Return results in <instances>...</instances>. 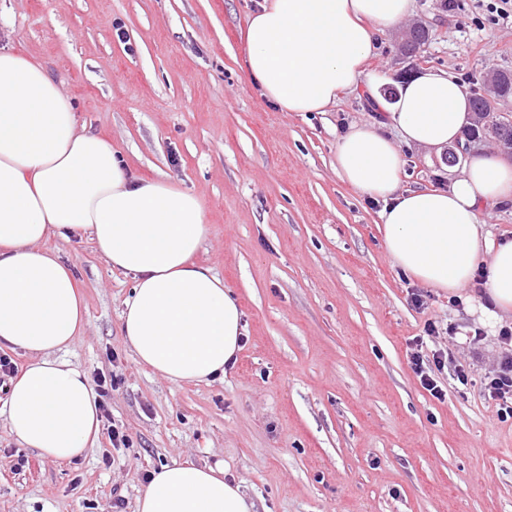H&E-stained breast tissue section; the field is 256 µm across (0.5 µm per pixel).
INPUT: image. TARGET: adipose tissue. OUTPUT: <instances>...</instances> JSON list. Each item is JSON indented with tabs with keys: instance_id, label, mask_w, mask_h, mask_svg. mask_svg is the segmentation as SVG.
Here are the masks:
<instances>
[{
	"instance_id": "ef3b65f1",
	"label": "adipose tissue",
	"mask_w": 512,
	"mask_h": 512,
	"mask_svg": "<svg viewBox=\"0 0 512 512\" xmlns=\"http://www.w3.org/2000/svg\"><path fill=\"white\" fill-rule=\"evenodd\" d=\"M415 0H262L247 20L245 67L284 112H323L344 91L386 83L366 62ZM384 122L336 138L337 178L381 202L384 249L425 286L457 295L484 273V311L512 317V239L489 240L488 204L512 207V162L471 156L445 189L402 187L401 145L440 152L469 123L457 77L407 80ZM207 228L201 199L164 178L134 180L100 136L79 129L71 98L37 59L0 51V346L28 353L12 378L5 420L45 459L83 457L100 433L88 376L63 356L86 327L72 267L50 238L90 236L133 286L121 333L136 359L173 384L223 376L240 351L243 313L222 278L193 261ZM222 465L160 467L135 512H254Z\"/></svg>"
}]
</instances>
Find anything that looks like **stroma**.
Masks as SVG:
<instances>
[{
  "label": "stroma",
  "instance_id": "obj_1",
  "mask_svg": "<svg viewBox=\"0 0 512 512\" xmlns=\"http://www.w3.org/2000/svg\"><path fill=\"white\" fill-rule=\"evenodd\" d=\"M260 0H0V50L38 59L72 97L78 126L106 139L132 176L167 177L198 195L207 235L196 256L244 313L246 340L223 378L174 385L125 346L132 279L87 237L54 240L86 302L84 335L66 353L90 380L121 375L107 435L81 459L25 447L0 413V512H135L151 473L173 462L223 465L256 512H512V419L481 382L511 348L474 289L453 306L383 249L381 206L330 163L350 124L386 115L365 89L324 112H282L245 71L246 20ZM493 0H416L429 30L425 65L464 88L512 73V21ZM392 31L367 66L414 75ZM406 188H447L442 155L403 147ZM423 296L415 309L411 290ZM455 339L436 399L416 379L412 340L426 321ZM482 336H475V329ZM469 366L472 383L451 373Z\"/></svg>",
  "mask_w": 512,
  "mask_h": 512
}]
</instances>
